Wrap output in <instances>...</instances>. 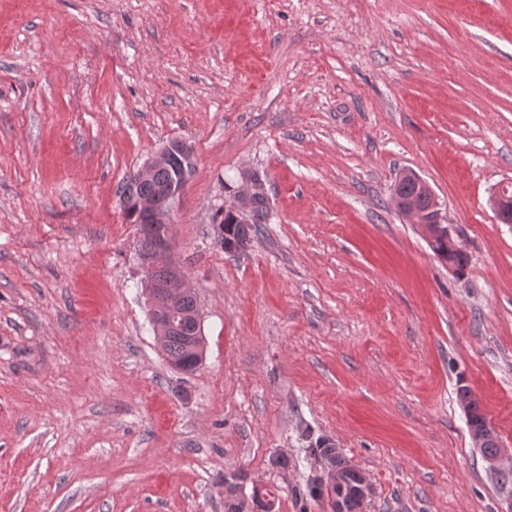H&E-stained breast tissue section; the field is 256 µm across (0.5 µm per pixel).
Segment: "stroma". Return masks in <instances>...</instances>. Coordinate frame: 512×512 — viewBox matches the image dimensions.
I'll return each instance as SVG.
<instances>
[{
    "label": "stroma",
    "instance_id": "stroma-1",
    "mask_svg": "<svg viewBox=\"0 0 512 512\" xmlns=\"http://www.w3.org/2000/svg\"><path fill=\"white\" fill-rule=\"evenodd\" d=\"M173 139L203 361L159 350L119 199ZM270 219L224 253L241 170ZM435 190L448 270L393 203ZM512 0H0V512H224L330 439L364 512H506L457 399L512 448ZM281 455L294 468H272Z\"/></svg>",
    "mask_w": 512,
    "mask_h": 512
}]
</instances>
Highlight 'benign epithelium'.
Listing matches in <instances>:
<instances>
[{
    "mask_svg": "<svg viewBox=\"0 0 512 512\" xmlns=\"http://www.w3.org/2000/svg\"><path fill=\"white\" fill-rule=\"evenodd\" d=\"M194 155V148L184 140H171L151 155L142 166L134 172V176L144 180L161 166H169L173 160L182 157L179 166L172 178L156 187L155 195L142 198L137 206L154 215L157 222L161 224L170 223L172 204L179 196L180 190L192 172L190 163ZM411 182L416 185L423 195L431 200L433 213L425 217L420 212L412 199L406 197L402 192V185ZM507 188L501 187L494 191L489 198V205L497 220L501 224L512 223V212L506 210L505 194ZM265 194L263 181L259 174L254 171L244 170L240 173V186L234 193L233 203L228 210L236 213L241 221H246L248 216V203L251 199ZM394 199L397 208L404 214L410 223L414 224L416 230L427 240L434 241L443 233L444 219L442 216L441 204L431 186L413 171L403 173L394 186ZM172 249V239L162 240L156 243L154 249L141 256V263L145 274L147 298L149 304V315L153 330L159 346H164L168 336L177 332L186 322L201 328V317L199 310L189 312L181 310L182 296L189 290L188 281L182 268L169 260ZM163 269L165 276L158 278L154 276L157 269ZM490 469L501 478L512 472V448L498 446L496 453L487 458ZM318 482L323 488L332 492L341 483V478L336 473L331 463L325 466L317 474Z\"/></svg>",
    "mask_w": 512,
    "mask_h": 512,
    "instance_id": "benign-epithelium-1",
    "label": "benign epithelium"
}]
</instances>
